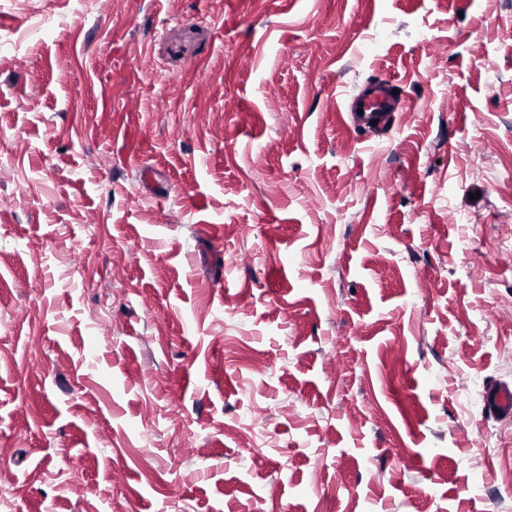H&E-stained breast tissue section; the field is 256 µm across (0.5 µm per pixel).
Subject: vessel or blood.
Listing matches in <instances>:
<instances>
[{"label":"vessel or blood","mask_w":512,"mask_h":512,"mask_svg":"<svg viewBox=\"0 0 512 512\" xmlns=\"http://www.w3.org/2000/svg\"><path fill=\"white\" fill-rule=\"evenodd\" d=\"M395 85L387 80L365 83L349 102L355 130L376 134L388 127L397 108ZM483 415L492 419H512V387L491 384L483 393Z\"/></svg>","instance_id":"obj_1"}]
</instances>
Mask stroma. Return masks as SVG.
Instances as JSON below:
<instances>
[{
    "label": "stroma",
    "mask_w": 512,
    "mask_h": 512,
    "mask_svg": "<svg viewBox=\"0 0 512 512\" xmlns=\"http://www.w3.org/2000/svg\"><path fill=\"white\" fill-rule=\"evenodd\" d=\"M510 353L512 0H0V512H505ZM397 86L392 81L376 80L365 83L348 103L353 128L365 134H376L388 127L397 108ZM362 109V113H359ZM483 416L485 419H512V387L492 383L483 393Z\"/></svg>",
    "instance_id": "35a3bbf8"
}]
</instances>
